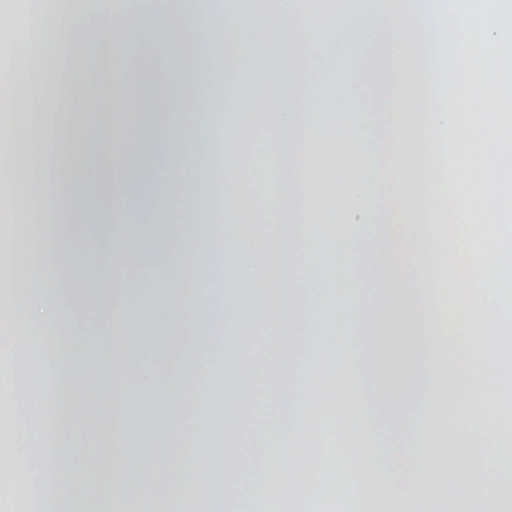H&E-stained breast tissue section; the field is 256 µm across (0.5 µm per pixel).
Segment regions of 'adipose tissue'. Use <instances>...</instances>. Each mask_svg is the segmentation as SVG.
Returning a JSON list of instances; mask_svg holds the SVG:
<instances>
[{
	"mask_svg": "<svg viewBox=\"0 0 512 512\" xmlns=\"http://www.w3.org/2000/svg\"><path fill=\"white\" fill-rule=\"evenodd\" d=\"M160 23L166 65L144 84L154 48L137 35ZM20 43L29 78L0 104L21 119L0 136V191L22 216L11 259L31 296L0 312V354L49 342L30 352L16 403L33 422L17 428L0 473L36 465L38 512L156 501L164 512L219 501L268 512L243 485L259 409L272 420L259 483L306 512L345 475L371 491L364 512H435L446 470L483 490L481 512H497L494 471L449 450L438 425L456 407L455 429L491 459L504 446L493 419L512 418L498 399L512 348L491 319L512 283V0H333L315 16L292 0H0V46ZM221 45L242 71L263 53L259 85L225 90L211 61ZM287 54L295 65L281 64ZM314 56L335 87L326 101L309 89ZM178 83L190 168L160 198L155 132ZM53 88L66 93L57 113L40 105ZM100 122L108 142L87 182L79 134ZM262 124L274 150L265 168ZM258 181L276 188L263 224L242 192ZM207 205L223 221L200 222ZM88 223L94 247L79 260L67 242ZM129 268L168 272L134 290L163 299L164 321L114 302ZM81 313L111 356L107 374L74 370ZM256 325L270 338L260 357L230 361L225 337L248 348ZM357 326L374 338L367 363ZM376 417L403 453L365 436ZM340 419L348 447L301 465L307 431ZM132 422L162 427V446L129 459L120 428Z\"/></svg>",
	"mask_w": 512,
	"mask_h": 512,
	"instance_id": "1",
	"label": "adipose tissue"
}]
</instances>
